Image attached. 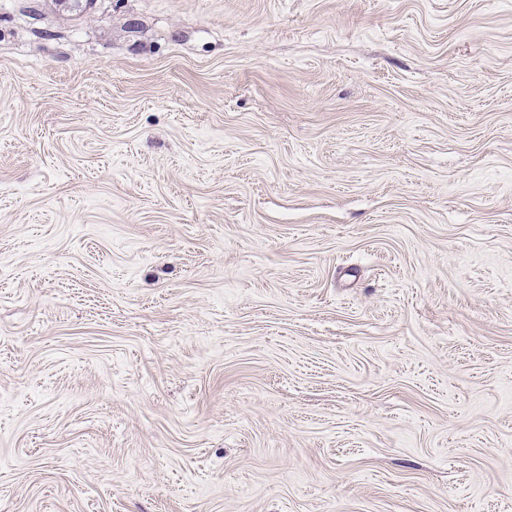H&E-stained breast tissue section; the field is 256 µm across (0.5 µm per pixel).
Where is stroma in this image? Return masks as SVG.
<instances>
[{"instance_id": "obj_1", "label": "stroma", "mask_w": 512, "mask_h": 512, "mask_svg": "<svg viewBox=\"0 0 512 512\" xmlns=\"http://www.w3.org/2000/svg\"><path fill=\"white\" fill-rule=\"evenodd\" d=\"M0 512H512V0H0Z\"/></svg>"}]
</instances>
